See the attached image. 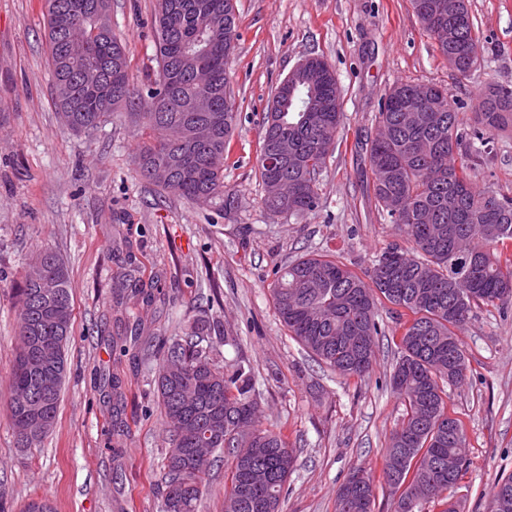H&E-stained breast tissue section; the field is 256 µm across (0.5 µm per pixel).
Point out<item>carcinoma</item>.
Listing matches in <instances>:
<instances>
[{"label": "carcinoma", "mask_w": 512, "mask_h": 512, "mask_svg": "<svg viewBox=\"0 0 512 512\" xmlns=\"http://www.w3.org/2000/svg\"><path fill=\"white\" fill-rule=\"evenodd\" d=\"M433 0H411L420 24L431 34L449 22L432 11ZM54 103L75 131L91 134L122 105L139 113L150 141L138 154V173L191 203L224 202V147L237 127L238 112L227 93L228 54L224 35H238L234 0H157L155 78L139 89L130 80L126 45L112 30L111 0H46ZM80 38L87 54L71 60L66 40ZM480 46L474 22L460 45H438L461 78L471 75L470 52ZM428 90L432 112L418 126L404 121L403 108ZM314 90L325 109L316 123L303 120V100ZM213 97L215 111L193 112L200 93ZM263 122L259 176L280 138L290 139L295 160L279 176L288 180V205L266 207L302 216L320 206L318 177L333 152L343 112L336 111V80L300 76L288 111ZM208 125L206 144L194 128ZM368 154L373 196L410 248L388 244L360 276L336 256L313 252L272 270L271 297L289 335L319 363L346 379L364 378L375 362L381 335L378 305L387 303L400 324L399 357L391 384L405 411L386 448L384 479L401 490L392 512H426L422 490L453 491L467 467L466 437L448 412L444 384L448 344H453L454 383L468 365L458 340L472 309L512 305V197L479 190L473 176L489 146L485 135L512 127V88L488 83L476 110L462 111L448 89L436 84L397 83L383 96ZM480 147L473 148L474 141ZM475 257L468 278L451 267L452 257ZM127 296L141 309L154 296L129 271L118 274ZM20 345L8 399L22 446L38 442L53 427L65 378V349L72 325L68 270L53 251L38 253L17 289ZM214 327L189 326L180 340L161 342L157 377L160 414L171 433L163 458L164 512H200L212 461L224 455V512H281L296 457L282 430L258 420L255 380L240 360L222 369L202 342ZM374 483L357 467L336 492L335 512H373Z\"/></svg>", "instance_id": "cac0c4a2"}]
</instances>
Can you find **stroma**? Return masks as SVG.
I'll list each match as a JSON object with an SVG mask.
<instances>
[{"mask_svg": "<svg viewBox=\"0 0 512 512\" xmlns=\"http://www.w3.org/2000/svg\"><path fill=\"white\" fill-rule=\"evenodd\" d=\"M156 0H112V27L127 45L129 73L147 82ZM239 38L228 92L240 123L224 150L223 212L142 179L135 158L142 122L121 107L94 134H76L52 97L45 0H0V497L10 512L49 498L55 512H161L158 484L169 434L160 420L158 337L189 322L217 323L212 357L252 366L263 425L283 428L297 457L282 512H335L355 467L376 485L374 512H390L383 479L387 443L404 405L390 386L398 358L393 314L382 312L376 362L364 381L319 364L289 336L271 299L274 267L313 252L357 273L396 241L372 193L367 155L385 90L438 83L474 109L480 83L512 88V0H469L483 64L457 80L410 0H236ZM335 70L343 112L319 178L322 205L295 217L269 212L258 174L261 121L278 84L304 58ZM478 187L512 194V130L492 134ZM64 260L73 296L67 368L57 419L41 442L18 445L6 398L18 345L15 290L32 258ZM157 277L162 292L139 346L116 303V274ZM466 381L446 386L466 435L459 512H488L491 485L512 476V307L475 308L459 334ZM122 400L114 402L113 380ZM125 424L114 435V419Z\"/></svg>", "mask_w": 512, "mask_h": 512, "instance_id": "1", "label": "stroma"}]
</instances>
